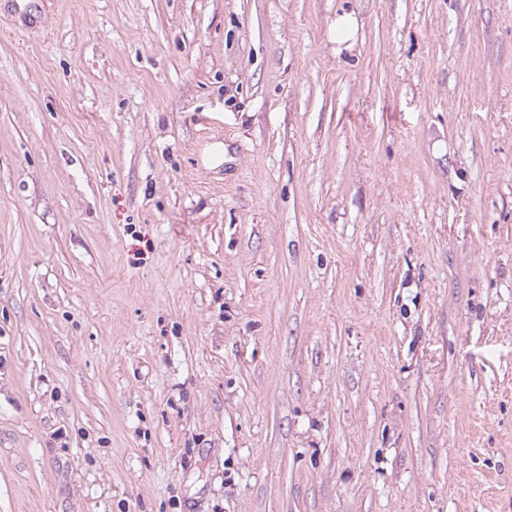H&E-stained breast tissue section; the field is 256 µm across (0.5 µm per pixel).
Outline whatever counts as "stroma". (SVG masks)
<instances>
[{
  "instance_id": "35a3bbf8",
  "label": "stroma",
  "mask_w": 512,
  "mask_h": 512,
  "mask_svg": "<svg viewBox=\"0 0 512 512\" xmlns=\"http://www.w3.org/2000/svg\"><path fill=\"white\" fill-rule=\"evenodd\" d=\"M28 3L0 512H512V0ZM336 44L338 46L346 44L345 48H350L354 43V36L357 25L356 19L352 13L343 12L336 17Z\"/></svg>"
}]
</instances>
